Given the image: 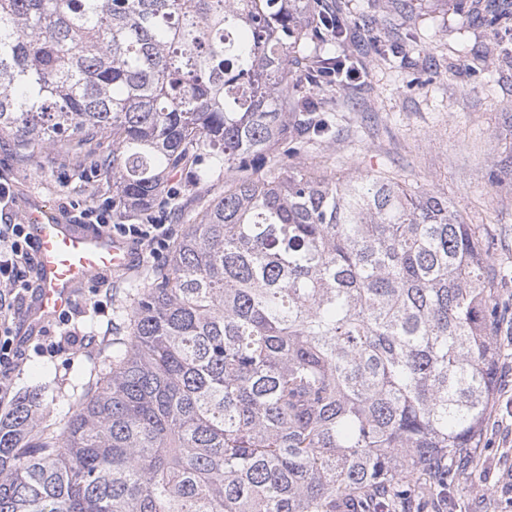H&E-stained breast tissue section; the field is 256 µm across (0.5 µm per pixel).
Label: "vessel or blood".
Wrapping results in <instances>:
<instances>
[{"label":"vessel or blood","mask_w":512,"mask_h":512,"mask_svg":"<svg viewBox=\"0 0 512 512\" xmlns=\"http://www.w3.org/2000/svg\"><path fill=\"white\" fill-rule=\"evenodd\" d=\"M25 224L35 249L36 300L28 313L38 323L69 307L77 288L104 271L129 267L131 248L122 238L31 208Z\"/></svg>","instance_id":"b4317fda"}]
</instances>
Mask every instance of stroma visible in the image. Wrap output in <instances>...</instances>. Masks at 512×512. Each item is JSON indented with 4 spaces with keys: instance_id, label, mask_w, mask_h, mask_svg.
<instances>
[{
    "instance_id": "stroma-1",
    "label": "stroma",
    "mask_w": 512,
    "mask_h": 512,
    "mask_svg": "<svg viewBox=\"0 0 512 512\" xmlns=\"http://www.w3.org/2000/svg\"><path fill=\"white\" fill-rule=\"evenodd\" d=\"M327 2L341 6L354 28L378 20L385 56L374 59L361 53L359 42H351L349 49L361 62L360 80L330 95L309 91L316 111L334 121L337 138L328 147L310 146L293 165L328 176L397 173L407 183L447 196L466 223L490 225L494 259L512 261V179L488 178L512 156V21L488 31L467 22L455 0H414L408 15L386 0ZM86 150L90 162L76 168L63 148L26 159L12 137L0 135V176L15 198L7 219L23 222L33 202L66 219L70 202L99 204L110 197L112 178L92 160L111 153V138L93 137ZM229 180L216 169L203 181L182 176L173 189L196 216L202 199L222 196ZM154 262L139 249L127 270L106 273L112 299L102 308H95L91 287L78 290L72 324L95 336L94 348L46 352L48 342L60 339L54 319L35 325L19 314L16 327L28 342L13 376L15 392L71 378L97 362L113 338L125 335L130 295L144 285ZM500 342L509 354L498 365L500 380L482 446L468 481L448 496L450 512H512L497 486L499 477L512 474V334L504 333Z\"/></svg>"
}]
</instances>
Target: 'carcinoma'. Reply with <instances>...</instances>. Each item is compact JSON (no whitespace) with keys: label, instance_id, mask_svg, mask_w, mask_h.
Segmentation results:
<instances>
[{"label":"carcinoma","instance_id":"cac0c4a2","mask_svg":"<svg viewBox=\"0 0 512 512\" xmlns=\"http://www.w3.org/2000/svg\"><path fill=\"white\" fill-rule=\"evenodd\" d=\"M512 11L482 17L495 30ZM324 0H0V133L112 134V216L235 172L72 394L0 418V512H444L512 322L485 224L392 175L284 163L337 134L300 95L353 80Z\"/></svg>","mask_w":512,"mask_h":512}]
</instances>
